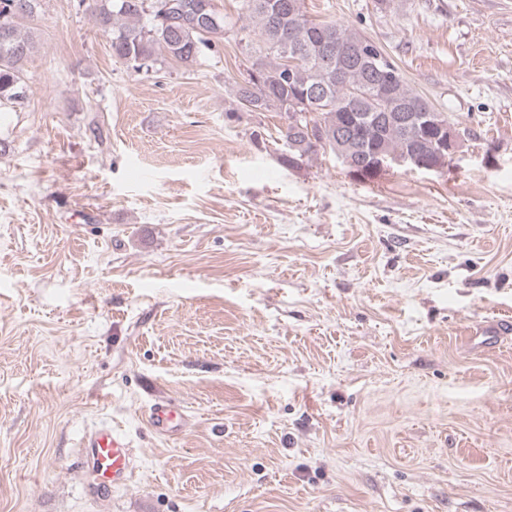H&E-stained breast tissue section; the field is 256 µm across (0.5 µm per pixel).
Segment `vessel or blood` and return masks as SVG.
Listing matches in <instances>:
<instances>
[{"label": "vessel or blood", "mask_w": 512, "mask_h": 512, "mask_svg": "<svg viewBox=\"0 0 512 512\" xmlns=\"http://www.w3.org/2000/svg\"><path fill=\"white\" fill-rule=\"evenodd\" d=\"M147 425L157 434L168 436L186 423L182 405L175 400H161L149 407L145 414ZM83 467L102 480L129 483L135 454L127 438L102 425L93 430L83 443Z\"/></svg>", "instance_id": "1"}]
</instances>
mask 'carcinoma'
<instances>
[{"mask_svg":"<svg viewBox=\"0 0 512 512\" xmlns=\"http://www.w3.org/2000/svg\"><path fill=\"white\" fill-rule=\"evenodd\" d=\"M12 2L0 0L1 105L25 98L24 64L36 42L19 29V22L34 21L40 14L41 0H31L30 10H18ZM179 3L184 8L172 10L165 0H80L112 36V53L137 71L151 69L159 55L192 66L232 28V18L214 0ZM241 5L259 33L262 55L235 98L251 112L305 113L299 121H287L281 131L288 164L297 166L328 149L348 173L373 181L384 173L375 168L377 160L385 169L410 154L428 164L439 161L434 131L446 118L408 85L374 42L334 21L310 18L303 0H242ZM329 42L344 55L368 52L381 61L368 69L347 59L338 77L317 60ZM409 112L425 113L424 125L408 122Z\"/></svg>","mask_w":512,"mask_h":512,"instance_id":"cac0c4a2","label":"carcinoma"}]
</instances>
